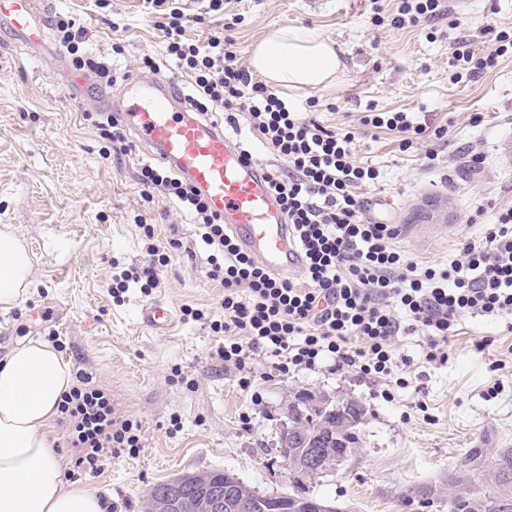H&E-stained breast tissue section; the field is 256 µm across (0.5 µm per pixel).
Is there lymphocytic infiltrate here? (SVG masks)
Segmentation results:
<instances>
[{
  "instance_id": "obj_1",
  "label": "lymphocytic infiltrate",
  "mask_w": 512,
  "mask_h": 512,
  "mask_svg": "<svg viewBox=\"0 0 512 512\" xmlns=\"http://www.w3.org/2000/svg\"><path fill=\"white\" fill-rule=\"evenodd\" d=\"M161 31L165 57L191 79L187 101L193 111L244 117L268 151L284 160L269 183L305 258L302 278L276 276L242 252L199 194L174 172L143 163L144 197L160 191L198 224L209 247L208 276L224 290V335L218 355L225 365L245 370L270 358L282 372L329 368L363 375H390L398 336L422 332L427 362H446L447 344L462 315L512 317V207L498 210L483 243L462 238L448 264L425 265L393 244L398 229L364 218L362 189L381 173L358 163L350 131L332 132L292 112L277 90L255 80L223 31L200 45L186 35L188 22L223 9L207 0L204 13L186 14L182 0H144ZM447 0H397L392 26L422 27L446 18ZM512 48V33L499 31L490 48L474 52L462 42L449 59L458 79L472 82L494 69ZM151 264L115 272L112 291L142 293L157 288V264L166 256L143 227ZM75 453L74 470L97 473L106 459L136 456L141 426L117 419L107 394L90 373L80 371L60 405Z\"/></svg>"
}]
</instances>
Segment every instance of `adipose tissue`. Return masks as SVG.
<instances>
[{"label": "adipose tissue", "mask_w": 512, "mask_h": 512, "mask_svg": "<svg viewBox=\"0 0 512 512\" xmlns=\"http://www.w3.org/2000/svg\"><path fill=\"white\" fill-rule=\"evenodd\" d=\"M341 50L320 31H273L250 56V67L284 89H319L342 67ZM30 259L20 239L0 230V307L30 285ZM74 384L73 368L47 342L30 340L0 358V512H105L99 490L66 480L50 450L58 404Z\"/></svg>", "instance_id": "1"}]
</instances>
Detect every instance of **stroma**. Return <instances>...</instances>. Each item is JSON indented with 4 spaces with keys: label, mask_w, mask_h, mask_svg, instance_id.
Returning <instances> with one entry per match:
<instances>
[{
    "label": "stroma",
    "mask_w": 512,
    "mask_h": 512,
    "mask_svg": "<svg viewBox=\"0 0 512 512\" xmlns=\"http://www.w3.org/2000/svg\"><path fill=\"white\" fill-rule=\"evenodd\" d=\"M54 6L83 26L80 53L108 62L113 45H121L122 73L112 94L122 92L125 75L137 72L144 56H163L142 0H106L101 8L91 0H54ZM377 6L391 13L393 0H227L187 35L205 43L237 13L241 21L230 38L244 60L288 25L313 27L343 43L345 68L335 83L286 98L328 130L350 129L355 158L379 167V182L365 191L378 203L369 220L398 225V250L445 263L459 238L482 241L497 210L512 207V53L475 82L457 81L448 64L457 37L469 36L481 50L490 45L486 26L512 30V0H459L431 36L374 25ZM46 40L47 49L39 50L0 37V228L20 238L32 264L27 295L0 308V357L31 339L53 341L73 369L92 373L116 416L140 423L138 456L108 459L98 473L81 477L101 491L105 512H146L153 485L211 469L270 495L299 487L340 512H448L441 494L457 472L487 494H507L491 482L485 463L470 459L476 448L487 454L512 448V333L504 320L462 316L444 364L424 360L426 339L417 332L396 342L397 358L410 359V366L388 376L325 368L283 374L261 359L252 366L251 387L242 388L240 372L215 356L224 335L211 323L224 317V290L207 276L195 224L162 193L144 200L141 147L106 157V142L87 119L98 102L69 94L75 68L56 61L55 32ZM371 109L406 112L447 134L414 140L404 150L399 134L360 125ZM470 147L487 157L481 172L460 162ZM141 217L160 244L177 239L183 247L171 250L150 295L133 286L116 300L113 269L149 261ZM150 303L172 309L167 332L141 323L139 311ZM187 307L204 311V318L184 316ZM483 336L493 343L480 352L473 343ZM492 386L497 395H489ZM301 392L358 401L366 415L356 458L299 484L276 440ZM425 487L437 489V498L423 500Z\"/></svg>",
    "instance_id": "obj_1"
}]
</instances>
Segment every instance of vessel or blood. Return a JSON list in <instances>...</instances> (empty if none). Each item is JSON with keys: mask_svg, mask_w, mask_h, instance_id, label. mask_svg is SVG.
Returning <instances> with one entry per match:
<instances>
[{"mask_svg": "<svg viewBox=\"0 0 512 512\" xmlns=\"http://www.w3.org/2000/svg\"><path fill=\"white\" fill-rule=\"evenodd\" d=\"M52 9V0H0V31L27 44L43 43ZM126 86L119 98L103 95L99 104L119 115L136 142L206 199L244 252L275 274L299 271L303 258L268 188L266 164L244 153L236 133L223 123L187 111L170 78L145 81L131 75ZM140 319L161 332L173 315L169 307L155 303L141 308Z\"/></svg>", "mask_w": 512, "mask_h": 512, "instance_id": "obj_1", "label": "vessel or blood"}]
</instances>
